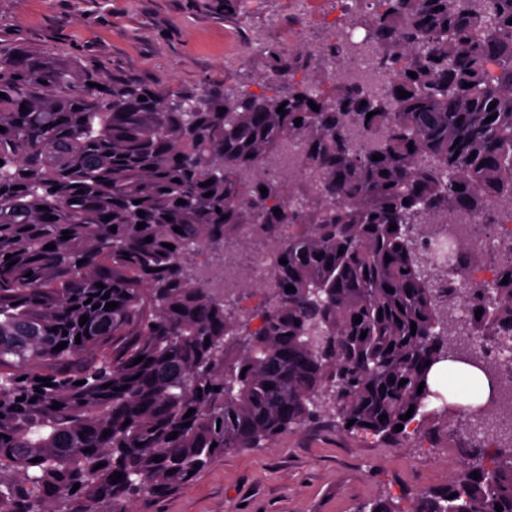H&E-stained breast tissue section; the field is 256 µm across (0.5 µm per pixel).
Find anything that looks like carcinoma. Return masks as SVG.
Segmentation results:
<instances>
[{
	"mask_svg": "<svg viewBox=\"0 0 512 512\" xmlns=\"http://www.w3.org/2000/svg\"><path fill=\"white\" fill-rule=\"evenodd\" d=\"M511 19L512 0H379L354 25L392 72L384 92L328 84L314 61H338L336 43L271 46L266 68L285 90L202 108L130 81L99 97L94 75L0 49V512H131L140 492L184 487L224 453L316 418L324 391L347 431L407 436L440 398L438 363L480 364L511 393L512 260L465 300L423 251L420 221L493 224L512 204ZM290 140L319 176L310 191L278 165ZM249 232L280 237L273 304L253 329L187 266ZM485 335L500 361L478 350ZM463 413L471 429L496 420ZM497 504L512 512V453L461 464L413 512Z\"/></svg>",
	"mask_w": 512,
	"mask_h": 512,
	"instance_id": "cac0c4a2",
	"label": "carcinoma"
}]
</instances>
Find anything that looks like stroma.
I'll use <instances>...</instances> for the list:
<instances>
[{"mask_svg":"<svg viewBox=\"0 0 512 512\" xmlns=\"http://www.w3.org/2000/svg\"><path fill=\"white\" fill-rule=\"evenodd\" d=\"M335 2L238 0L228 15L224 0H0V47L96 71L105 87L158 84L199 102L262 86L272 93L266 46L302 19L305 45L321 47L320 20ZM320 402L316 420L224 455L163 497L139 494L133 512H355L379 499L411 512L420 493L446 490L487 444L458 428L459 395L431 400L420 434L395 441L343 431L332 397Z\"/></svg>","mask_w":512,"mask_h":512,"instance_id":"35a3bbf8","label":"stroma"}]
</instances>
